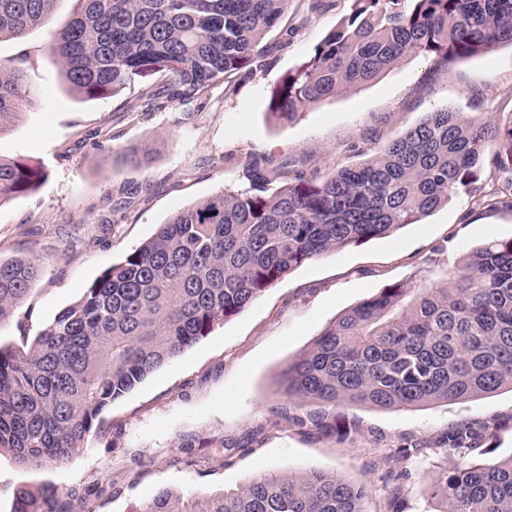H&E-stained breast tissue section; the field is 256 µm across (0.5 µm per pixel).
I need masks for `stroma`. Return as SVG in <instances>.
I'll list each match as a JSON object with an SVG mask.
<instances>
[{
    "instance_id": "35a3bbf8",
    "label": "stroma",
    "mask_w": 512,
    "mask_h": 512,
    "mask_svg": "<svg viewBox=\"0 0 512 512\" xmlns=\"http://www.w3.org/2000/svg\"><path fill=\"white\" fill-rule=\"evenodd\" d=\"M81 9L59 0L50 21L20 40H0V67L22 65L40 98L21 105L0 133V158L43 168L28 193L0 200V258H40L43 272L15 317L0 325V347L27 351L112 264L176 213L224 188L241 189L254 160L277 167L334 170L375 155L424 113L512 116V48L450 62L404 58L376 80L292 120L268 111L272 90L314 53L349 9L348 0L310 11L290 0L267 39L280 43L264 71L242 75L230 95L188 105L162 98L164 76L93 101L67 91L48 56L53 33ZM149 147L146 167L122 166L121 151ZM512 168H480L471 193L384 237L346 246L296 267L239 314L184 350L98 416V428L62 465L19 466L0 450V512L18 487L55 485L70 512H143L163 490L189 496L237 489L266 470L333 471L367 488L368 512H385L392 486L405 512H430L438 472L459 459L512 456V392L422 410L288 402L279 382L338 316L381 290L436 287L473 248L512 238V208L476 206L505 192ZM335 417L340 438L310 417ZM472 427L465 456L443 451L449 430ZM413 455L397 466L399 447Z\"/></svg>"
}]
</instances>
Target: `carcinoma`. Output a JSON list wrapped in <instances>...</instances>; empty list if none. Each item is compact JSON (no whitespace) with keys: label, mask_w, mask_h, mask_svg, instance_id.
Instances as JSON below:
<instances>
[{"label":"carcinoma","mask_w":512,"mask_h":512,"mask_svg":"<svg viewBox=\"0 0 512 512\" xmlns=\"http://www.w3.org/2000/svg\"><path fill=\"white\" fill-rule=\"evenodd\" d=\"M50 51L67 89L114 97L168 76L167 97L192 102L269 65L266 36L288 0H83ZM57 0H0V39L47 23ZM512 46V0H352L314 55L288 72L270 113L306 107L370 82L400 59L446 61ZM37 92L21 67L0 69V132ZM512 166V120L436 109L370 160L319 173L286 171L269 188L224 189L159 225L107 268L23 355L0 347V449L25 467L62 465L101 411L210 335L304 262L413 224L472 185L484 162ZM43 170L0 158V199L38 186ZM42 273L40 259H0V323ZM299 404L416 409L512 389V239L479 247L439 288H388L337 318L281 376ZM468 427L445 446L462 454ZM368 491L322 470L263 471L233 491L159 493L144 512H367ZM431 512H512V458L462 461L431 488ZM14 512H68L62 493L16 492Z\"/></svg>","instance_id":"cac0c4a2"}]
</instances>
